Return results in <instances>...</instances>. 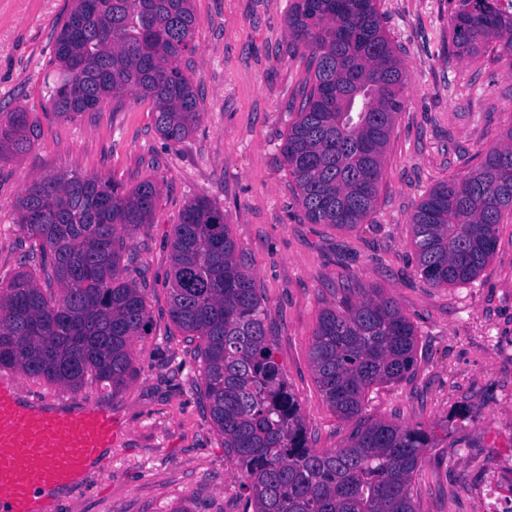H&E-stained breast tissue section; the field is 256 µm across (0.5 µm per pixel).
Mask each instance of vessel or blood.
<instances>
[{"mask_svg":"<svg viewBox=\"0 0 512 512\" xmlns=\"http://www.w3.org/2000/svg\"><path fill=\"white\" fill-rule=\"evenodd\" d=\"M118 430L95 403L73 412L22 392L0 374V512H41L42 492L73 486L90 466L108 467Z\"/></svg>","mask_w":512,"mask_h":512,"instance_id":"b4317fda","label":"vessel or blood"}]
</instances>
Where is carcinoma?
Segmentation results:
<instances>
[{"label":"carcinoma","mask_w":512,"mask_h":512,"mask_svg":"<svg viewBox=\"0 0 512 512\" xmlns=\"http://www.w3.org/2000/svg\"><path fill=\"white\" fill-rule=\"evenodd\" d=\"M377 0H293L288 32L309 51L295 121L281 148L312 224L354 229L373 211L384 153L403 107L406 76ZM448 31L458 52L494 43L512 64V17L487 0H462ZM192 0H73L58 22L56 71L44 79L53 113L73 121L109 98L152 104L163 140L195 129L198 99L179 60L196 51ZM41 136L24 108L0 112V161ZM160 188L72 172L34 178L14 224L31 241L28 270L0 286V369L34 382L116 391L133 371L131 342L151 323L145 289L120 266L127 239L152 223ZM512 216V126L459 181L436 185L411 217L421 278L433 287L475 279ZM169 313L200 339L201 391L232 454L254 512H416L412 478L430 434L385 422L357 425L348 443L309 446L301 408L273 356L252 273L236 252L224 211L190 202L172 230ZM342 311L327 310L309 357L329 407L353 419L366 390L414 369L415 329L397 303L372 288Z\"/></svg>","instance_id":"carcinoma-1"}]
</instances>
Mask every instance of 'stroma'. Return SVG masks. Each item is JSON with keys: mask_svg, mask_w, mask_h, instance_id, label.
Segmentation results:
<instances>
[{"mask_svg": "<svg viewBox=\"0 0 512 512\" xmlns=\"http://www.w3.org/2000/svg\"><path fill=\"white\" fill-rule=\"evenodd\" d=\"M456 0H377L407 74L375 207L364 224L308 223L280 147L296 117L307 53L288 33L291 0H193L194 54L179 65L201 119L181 143L157 132L149 102L126 94L75 121L55 117L43 90L57 22L72 0H0V112L36 113L42 136L0 162V281L21 270L27 243L13 225L33 179L76 172L126 188L156 181L152 223L121 259L146 288L152 328L133 342L134 371L118 391H79L19 376L23 388L74 402L101 400L121 434L112 464L44 512H252L198 391V340L169 315L171 229L197 198L223 209L238 254L269 311L274 357L298 401L309 445L343 446L357 421L424 426L433 435L412 481L417 512H486L494 480L512 487V221L474 280L433 287L417 272L410 219L438 183L459 179L512 126V66L448 46ZM374 288L396 301L416 333V369L368 389L359 420L324 400L309 350L323 311Z\"/></svg>", "mask_w": 512, "mask_h": 512, "instance_id": "obj_1", "label": "stroma"}]
</instances>
